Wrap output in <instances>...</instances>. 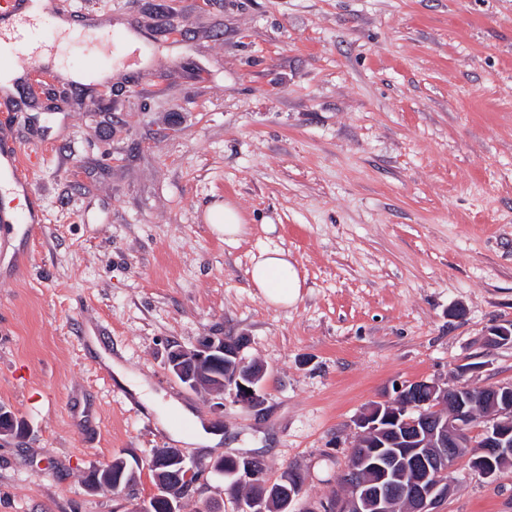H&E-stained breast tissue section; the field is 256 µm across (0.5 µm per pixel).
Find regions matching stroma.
Returning <instances> with one entry per match:
<instances>
[{"label":"stroma","instance_id":"obj_1","mask_svg":"<svg viewBox=\"0 0 512 512\" xmlns=\"http://www.w3.org/2000/svg\"><path fill=\"white\" fill-rule=\"evenodd\" d=\"M29 107L0 113L43 217L0 247V512H130L86 477L177 448L342 493L355 419L394 383H512V0H65ZM139 49L126 53L127 39ZM229 200L248 232L205 220ZM287 249L302 299L246 274ZM248 337L266 402L213 411L171 346ZM438 512H512L468 457Z\"/></svg>","mask_w":512,"mask_h":512}]
</instances>
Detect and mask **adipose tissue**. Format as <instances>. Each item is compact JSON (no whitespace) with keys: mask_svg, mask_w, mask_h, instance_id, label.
Returning <instances> with one entry per match:
<instances>
[{"mask_svg":"<svg viewBox=\"0 0 512 512\" xmlns=\"http://www.w3.org/2000/svg\"><path fill=\"white\" fill-rule=\"evenodd\" d=\"M247 275L251 287L258 290L269 306L285 309L294 306L302 297L305 280L285 249L262 251Z\"/></svg>","mask_w":512,"mask_h":512,"instance_id":"obj_1","label":"adipose tissue"}]
</instances>
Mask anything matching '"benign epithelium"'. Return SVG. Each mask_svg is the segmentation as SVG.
<instances>
[{
	"mask_svg": "<svg viewBox=\"0 0 512 512\" xmlns=\"http://www.w3.org/2000/svg\"><path fill=\"white\" fill-rule=\"evenodd\" d=\"M512 338V323L496 326L485 336L489 346ZM248 340L233 336H203L194 347L178 346L169 351L167 370L186 387L206 388L218 396L217 413L224 407L264 403L262 383L265 369L243 355ZM479 403L488 413L481 438L482 454L471 460L475 475L496 478L512 462V384L475 386L460 381L448 388L436 381L405 382L396 398L369 405L356 419L358 443L351 449L356 467L368 477L345 485V494L328 506L330 512H395L402 502L407 512H435L451 494L455 481L448 476V464L458 448L474 447L470 425L473 406ZM24 426L9 411L0 409V436H14ZM147 467L156 475L153 495L139 503V512H182V499L198 494L202 474L212 473L231 480L229 490L241 485L261 492L239 500L240 512H292L304 491V476L297 468L283 472L280 484L263 480L258 461L233 456L207 464L188 465L175 451L150 460ZM136 470L106 482L88 477V490L113 494L127 491Z\"/></svg>",
	"mask_w": 512,
	"mask_h": 512,
	"instance_id": "1",
	"label": "benign epithelium"
}]
</instances>
